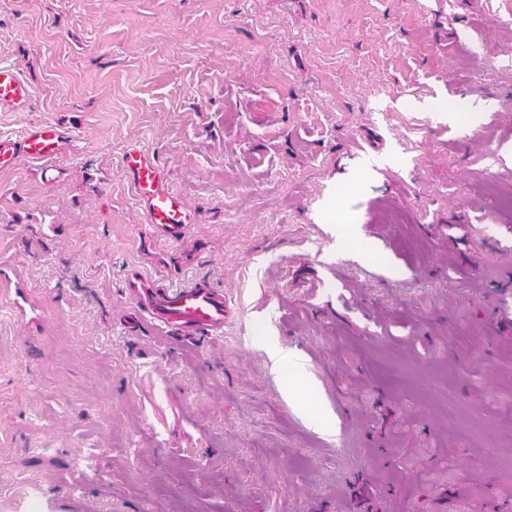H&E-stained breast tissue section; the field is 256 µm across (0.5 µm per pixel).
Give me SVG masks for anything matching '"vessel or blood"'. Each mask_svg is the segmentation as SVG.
<instances>
[{"label": "vessel or blood", "mask_w": 512, "mask_h": 512, "mask_svg": "<svg viewBox=\"0 0 512 512\" xmlns=\"http://www.w3.org/2000/svg\"><path fill=\"white\" fill-rule=\"evenodd\" d=\"M32 89L20 70L0 67V111H29ZM68 132L52 123L31 125L22 139H0V170L12 168L19 157L42 162L69 150ZM124 169L143 204L148 223L174 235L192 214L184 199L166 184V173L153 153L132 148L124 156ZM134 295L144 315L165 329L189 335L213 334L224 328V295L210 286L189 288L156 286L133 281Z\"/></svg>", "instance_id": "vessel-or-blood-1"}]
</instances>
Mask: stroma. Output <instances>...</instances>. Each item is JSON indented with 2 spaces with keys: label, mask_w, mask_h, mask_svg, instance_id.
I'll list each match as a JSON object with an SVG mask.
<instances>
[{
  "label": "stroma",
  "mask_w": 512,
  "mask_h": 512,
  "mask_svg": "<svg viewBox=\"0 0 512 512\" xmlns=\"http://www.w3.org/2000/svg\"><path fill=\"white\" fill-rule=\"evenodd\" d=\"M0 65V137L72 136L0 175V512H512V0H0ZM134 277L222 290L223 331ZM32 89L19 69L0 67V112L29 111ZM124 169L143 204L148 224L177 234L191 224L192 214L184 199L166 185V173L153 153L131 148L124 156ZM144 315L165 329L204 335L224 329V293L209 285L160 287L142 280L130 286ZM269 356L274 368L278 371L288 366L298 374L303 370L301 358L295 351L285 348H271Z\"/></svg>",
  "instance_id": "35a3bbf8"
}]
</instances>
